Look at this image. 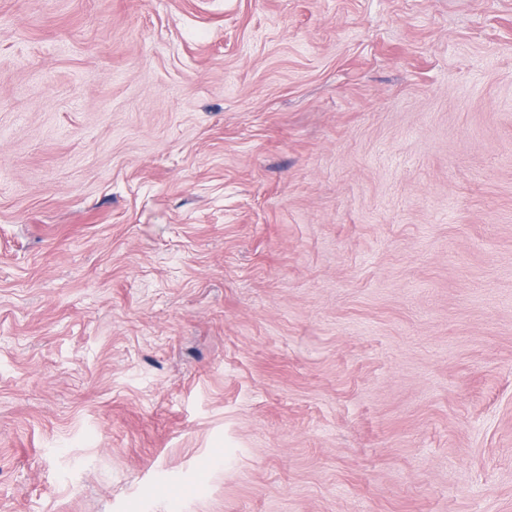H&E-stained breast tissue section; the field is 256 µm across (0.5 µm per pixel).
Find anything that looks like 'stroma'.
<instances>
[{"label":"stroma","instance_id":"obj_1","mask_svg":"<svg viewBox=\"0 0 512 512\" xmlns=\"http://www.w3.org/2000/svg\"><path fill=\"white\" fill-rule=\"evenodd\" d=\"M0 512H512V0H0Z\"/></svg>","mask_w":512,"mask_h":512}]
</instances>
